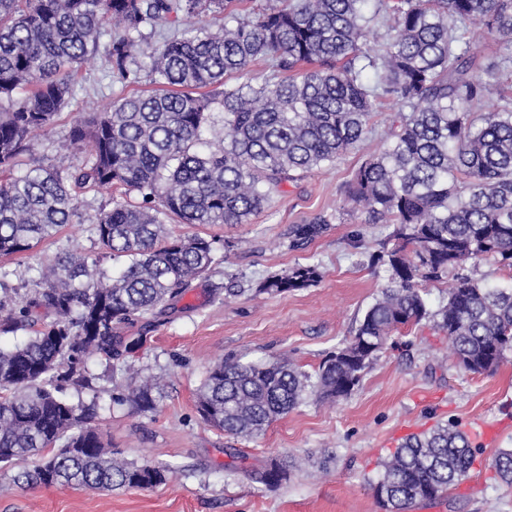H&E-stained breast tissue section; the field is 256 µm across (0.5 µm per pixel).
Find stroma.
Here are the masks:
<instances>
[{"label":"stroma","mask_w":512,"mask_h":512,"mask_svg":"<svg viewBox=\"0 0 512 512\" xmlns=\"http://www.w3.org/2000/svg\"><path fill=\"white\" fill-rule=\"evenodd\" d=\"M110 80L95 58L78 76L75 94L54 124L37 137V163L78 166L83 153L68 134L113 100L150 90ZM382 102L374 133L332 164L285 184L265 210L245 224L167 222L174 235L213 240L219 260L208 278L197 280L175 309L149 316L130 328L141 337L127 358L145 374L164 375L156 411L140 413L112 401V362H87L89 387L69 390L71 400L96 403V428L112 448L132 461L175 466L155 488L112 491L62 486H27L12 472H0V512H382L369 485L381 462L409 435L435 425L464 432L476 461L466 488L414 512H512V486L500 483L491 467L495 454L512 448V352L494 372L474 374L446 356L447 341L431 323L396 334V344L373 361L350 396L334 402L307 398L252 440L225 435L204 425L196 412L197 390L209 365L232 354L246 361L285 357L307 374L348 340L365 310L386 283L388 272L368 263L367 248L388 232L366 224L344 195L351 171L382 148L380 133L397 112ZM108 191L81 196L83 222L65 225L26 253L0 256L10 285L33 288L55 255L75 252L97 260L115 275L125 264L97 240L88 219L110 209ZM325 217L328 229L307 248L292 250L289 225ZM315 264L314 285L277 295L258 293L261 281L294 266ZM220 295H213L214 286ZM492 438H485V429ZM299 459L288 481L271 488L245 472L273 459Z\"/></svg>","instance_id":"35a3bbf8"}]
</instances>
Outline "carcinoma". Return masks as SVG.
<instances>
[{"mask_svg":"<svg viewBox=\"0 0 512 512\" xmlns=\"http://www.w3.org/2000/svg\"><path fill=\"white\" fill-rule=\"evenodd\" d=\"M243 2L0 0V255L27 252L80 218L85 189L120 186L140 197L89 219L101 246L128 259L118 275L63 252L34 288L0 298V333L32 332L0 348V464L23 467L28 484L150 489L167 480L168 465L116 456L90 424L94 405L69 401L67 384L84 381L93 355L120 361L142 337L119 330L181 299L216 263L208 239L171 235L168 218L246 223L283 184L362 142L387 98L399 112L383 148L351 172L344 192L364 223L396 225L369 254L389 275L354 335L320 365L314 395H350L393 333L423 321L474 374L497 370L512 351V288L459 272L480 258L512 271V98L477 111L483 77L512 75V0H392L375 57L364 50L369 0H284L238 18L231 6ZM206 17L217 31L199 24ZM476 27L500 44L485 64L471 53ZM101 52L113 78L134 81L145 69L156 89L70 130L82 165L19 172L20 156L72 97L73 76ZM258 60L270 68L262 80L224 81ZM218 112L224 146L207 151ZM326 230L323 217L293 224L289 247ZM450 273L447 302L430 310L420 286ZM320 278L317 266L297 264L258 292ZM307 381L285 358L227 356L207 371L196 411L210 427L256 438L299 405ZM161 387L159 376L133 377L113 385L112 400L153 412ZM474 458L467 437L441 425L407 437L370 486L384 512H410L466 480ZM492 467L512 485V449ZM250 477L278 486L288 465L272 460Z\"/></svg>","mask_w":512,"mask_h":512,"instance_id":"obj_1","label":"carcinoma"}]
</instances>
